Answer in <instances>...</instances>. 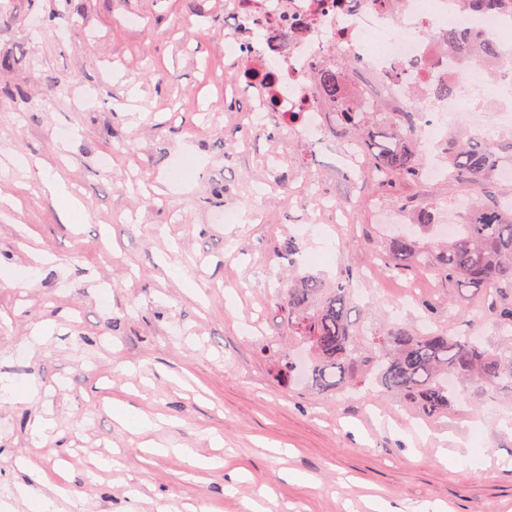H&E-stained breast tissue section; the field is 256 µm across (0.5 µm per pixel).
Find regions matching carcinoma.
I'll return each instance as SVG.
<instances>
[{
	"label": "carcinoma",
	"instance_id": "obj_1",
	"mask_svg": "<svg viewBox=\"0 0 512 512\" xmlns=\"http://www.w3.org/2000/svg\"><path fill=\"white\" fill-rule=\"evenodd\" d=\"M475 14L512 9V0H464ZM448 50L469 54V42L449 29L440 35ZM412 113L391 119L382 140L363 138L370 167L380 174L373 185L386 189L399 179L418 178L425 152L412 135ZM448 180L470 200L457 236L433 249L406 235L385 246V262L406 271L408 263L426 267L448 284L492 296L482 308L493 325L512 328V193L494 178L495 167L512 163V139L487 141L475 137L448 145ZM353 275L336 278L329 287L305 275L288 284L280 309L291 335L306 345L308 362L288 360L283 380L297 370L319 392H345L369 383L394 395L422 418L455 409L464 388L482 393L512 390V334L496 338L453 336L436 330L421 332L396 325L367 335L350 320L354 308ZM456 376L460 389H448L445 378Z\"/></svg>",
	"mask_w": 512,
	"mask_h": 512
}]
</instances>
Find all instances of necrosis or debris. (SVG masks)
Masks as SVG:
<instances>
[{
	"label": "necrosis or debris",
	"mask_w": 512,
	"mask_h": 512,
	"mask_svg": "<svg viewBox=\"0 0 512 512\" xmlns=\"http://www.w3.org/2000/svg\"><path fill=\"white\" fill-rule=\"evenodd\" d=\"M229 18L228 65L237 70L250 60L273 79H235L225 97L248 101L251 125L278 115L308 150L333 139L341 159L335 193L316 194L307 223L320 211L344 221V203L362 193L369 173L360 141L335 127L339 112H370L381 104L405 111V88L413 86L419 95L415 137L431 156L422 171L425 184L446 173L434 157L435 132L452 125L490 138L512 135V13L477 15L456 0H231ZM445 26L469 33L472 43L493 45L495 55L478 64L444 51L438 36ZM283 28L292 37L281 48L274 36ZM325 69L338 77L337 98L325 94ZM399 69L401 81L394 78ZM448 77L461 95L435 97L433 81Z\"/></svg>",
	"instance_id": "4bbe7bcc"
}]
</instances>
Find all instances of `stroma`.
I'll return each mask as SVG.
<instances>
[{
	"mask_svg": "<svg viewBox=\"0 0 512 512\" xmlns=\"http://www.w3.org/2000/svg\"><path fill=\"white\" fill-rule=\"evenodd\" d=\"M227 2L0 0V381L30 389L0 402V512H31L15 496L27 458L76 491L59 512H366L370 493L391 512H512V392L468 388L425 421L376 390L281 385L297 346L277 294L308 256L330 258L328 279L355 274L367 327L430 316L472 334L481 312L449 311L430 272L368 275L385 249L368 200L343 228L298 234L310 185L335 190V158L301 157L287 130L250 128L245 100H225ZM16 153L75 192L80 223L60 222ZM460 196L445 179L387 194L418 209ZM226 210L233 223H214ZM290 239L298 252L279 255ZM121 406L160 422L124 428ZM39 418L51 427L36 446ZM184 448L224 466H191Z\"/></svg>",
	"mask_w": 512,
	"mask_h": 512,
	"instance_id": "obj_1",
	"label": "stroma"
}]
</instances>
